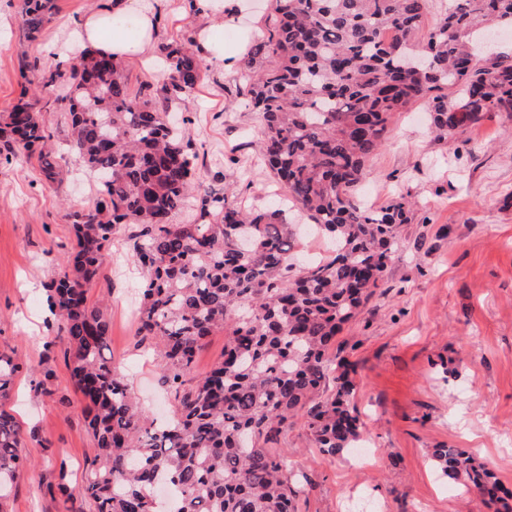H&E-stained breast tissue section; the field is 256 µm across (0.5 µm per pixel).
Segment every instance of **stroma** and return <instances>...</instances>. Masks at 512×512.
<instances>
[{"mask_svg":"<svg viewBox=\"0 0 512 512\" xmlns=\"http://www.w3.org/2000/svg\"><path fill=\"white\" fill-rule=\"evenodd\" d=\"M100 3L56 0L31 41L22 36L23 0H0V113L28 85L20 58L47 71L77 56L75 23ZM153 7L165 40H190L210 21L189 0H155ZM200 67V81L174 106L190 121L199 152L196 181L210 185L215 172L232 170L238 202L249 209L273 204L279 187L259 158L260 121L236 91L237 72L206 59ZM122 68L133 92L168 80L155 51L143 61H123ZM35 98L53 134L59 181L46 180L34 162H0V354L21 365L6 408L24 431L22 454L30 463L9 509L67 512L58 483L80 484L95 445L46 285L59 270L60 245L72 239L71 213L95 200L98 184L68 150L63 112L45 108L46 93ZM370 169L361 191L366 205L401 195L416 203L397 259L329 352L351 364L361 437L374 456L365 469L351 451L326 458L303 419H295L278 442L306 488L295 512H347L355 500L376 512H488L462 484L441 476L430 452L466 449L512 489V120L489 112L437 142L421 106H413L400 115ZM143 284L128 231L120 229L89 299L105 304L108 349L118 370L146 411L163 417L172 400L160 380L157 350L136 335Z\"/></svg>","mask_w":512,"mask_h":512,"instance_id":"obj_1","label":"stroma"}]
</instances>
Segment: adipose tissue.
Here are the masks:
<instances>
[{
  "label": "adipose tissue",
  "mask_w": 512,
  "mask_h": 512,
  "mask_svg": "<svg viewBox=\"0 0 512 512\" xmlns=\"http://www.w3.org/2000/svg\"><path fill=\"white\" fill-rule=\"evenodd\" d=\"M115 18L129 20L137 32L136 38L113 33L110 23ZM156 33L154 9L144 0H104L100 7L78 20L74 29V37L81 47L117 59L144 55L153 47Z\"/></svg>",
  "instance_id": "ef3b65f1"
}]
</instances>
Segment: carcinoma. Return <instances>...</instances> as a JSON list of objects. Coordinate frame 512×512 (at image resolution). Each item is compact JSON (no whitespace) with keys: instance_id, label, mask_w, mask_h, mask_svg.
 <instances>
[{"instance_id":"carcinoma-1","label":"carcinoma","mask_w":512,"mask_h":512,"mask_svg":"<svg viewBox=\"0 0 512 512\" xmlns=\"http://www.w3.org/2000/svg\"><path fill=\"white\" fill-rule=\"evenodd\" d=\"M55 8L24 0L27 38ZM265 24L239 77L263 125L259 153L288 193L264 211L233 200V171L219 174L220 190L192 182V139L166 122L200 80L191 43H161L169 81L134 94L119 62L89 51L43 73L42 88L65 108L71 150L100 182L95 202L72 214L71 248L47 285L95 442L68 494L89 512H161L158 484L181 500L178 512H294L302 489L272 444L297 416L329 458L360 440L350 363L327 353L379 288L413 213L405 196L377 208L355 196L370 160L417 103L439 139L487 112L512 118V63L483 54L479 41L512 24V0H270ZM51 140L34 104L0 114V157H35L53 181ZM192 199L195 218L176 222ZM290 204L332 239L333 255L296 267ZM130 225L146 279L137 334L159 350L174 395L159 424L104 355L109 323L88 298L112 233ZM218 331L222 361L186 385ZM19 369L0 354V512L27 465L21 426L2 404ZM432 457L448 479L512 512V494L472 454L448 447Z\"/></svg>"}]
</instances>
